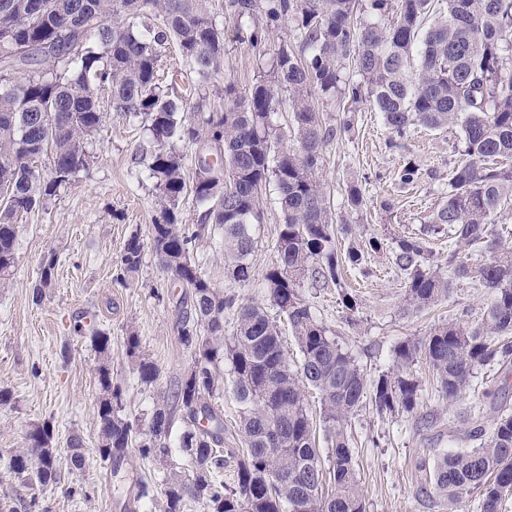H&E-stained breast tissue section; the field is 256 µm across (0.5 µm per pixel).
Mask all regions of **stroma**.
<instances>
[{"instance_id":"stroma-1","label":"stroma","mask_w":512,"mask_h":512,"mask_svg":"<svg viewBox=\"0 0 512 512\" xmlns=\"http://www.w3.org/2000/svg\"><path fill=\"white\" fill-rule=\"evenodd\" d=\"M235 35L234 24H225L226 77L208 91L218 108L224 103L225 81L247 91L260 66L258 53L236 41ZM99 97L105 123L89 141L88 168L68 189L49 199L45 210L20 219L13 280L0 288V389L12 394L10 402L0 405V498H6L15 512H26L34 497L47 512H121L116 505L117 481L94 451L99 428L94 416L98 355L90 342L93 329L110 331L112 379L123 391L125 415L140 423L149 422L157 404L170 396L190 366L178 333L179 319L187 309L183 291L171 287L152 250L144 249L132 281L122 285L116 280L130 235L139 234L144 241L151 236L157 190L148 170L151 147L145 121L111 111L108 91H101ZM351 119L350 130L326 147L322 167L333 214L354 227L351 235L339 238L338 249L363 247L374 235L383 238L384 246L367 254V276L346 268L340 287L307 286L301 293L317 320L371 380L392 368L393 350L400 341L425 336L451 319L477 321L491 294L466 281L447 300L407 311L403 276L392 262L397 240L420 232L448 191L451 171L460 161L458 127L415 126L407 137L395 141L370 105H358ZM408 161L418 166L420 178L404 186L398 171ZM353 183L361 186L366 199L358 211L345 204L346 188ZM281 222L278 207L266 204L262 222L253 227L250 282L225 275L221 231L197 241L194 257L225 295L265 303L262 283L275 260ZM50 258L56 261L54 283L38 302L32 289L42 263ZM345 291L358 298L356 314H348L341 303ZM351 316L356 319L352 325L347 322ZM131 333L160 371L154 385L141 384L135 363L125 352L124 340ZM65 345L71 350L66 359L61 356ZM412 372L423 390L420 410L434 420L430 431H417L412 415L406 413L378 414L368 401L348 422L367 512H480L476 496L452 508L446 500L422 496L419 489L430 484L443 454L469 448L464 430L472 418L492 428L483 392L487 386H500L503 373L495 364L478 367L471 387L448 403L439 396L425 362L413 365ZM44 420L54 424L58 448L75 439L86 450L82 470L63 472L60 483L47 488L24 484L4 463L11 450L21 446L29 425ZM77 485L91 490V497L67 496V488Z\"/></svg>"}]
</instances>
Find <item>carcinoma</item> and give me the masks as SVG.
Here are the masks:
<instances>
[{
	"label": "carcinoma",
	"instance_id": "cac0c4a2",
	"mask_svg": "<svg viewBox=\"0 0 512 512\" xmlns=\"http://www.w3.org/2000/svg\"><path fill=\"white\" fill-rule=\"evenodd\" d=\"M396 17L388 27L360 24L356 11ZM211 0H0V284L13 275L18 216L42 210L71 186L89 163L88 137L99 132L104 112L98 91L110 90V109L148 123L153 150L149 170L158 190V215L149 245L173 284L192 299L180 319L179 338L192 358L174 399L182 411L179 448L189 474L172 471L162 481L161 512H185L193 501L205 512H366L347 422L373 392L379 414L407 413L427 430L432 420L417 413L419 383L411 367L428 364L443 400L456 401L471 386L474 370L491 362L512 365V245L497 231L498 214L512 201V0H224V18L252 25L237 31L254 49L286 24L282 40L247 93L224 80V106L207 98L212 79L224 73V29ZM178 48L191 85L175 92L176 79H157L161 49ZM352 76L343 77L345 70ZM367 101L395 138L413 126L460 128L458 166L448 195L420 237L399 239L395 265L404 275L408 311L446 299L455 282L471 280L492 293L482 317L451 320L428 335L407 338L394 349L396 368L367 383L355 359L329 335L301 296L305 282L339 285L346 262L366 275L363 255L339 258L336 239L352 233L336 224L319 170L323 151L351 125L331 123L316 106ZM190 109L188 119L180 116ZM291 112L293 144L272 116ZM210 147L194 160L186 182L184 157L174 142ZM47 160V168L38 166ZM275 187L282 213L276 262L266 271L268 302L297 337L301 360L288 364L281 328L265 307L235 305L191 259L196 241L223 231L224 272L251 279L252 226L262 222V191ZM201 208L187 232L179 221L185 192ZM448 226V275L427 264L423 237ZM486 255L473 262L460 246ZM144 242L134 234L121 257L118 280L138 273ZM55 261L42 263L33 298L40 300L54 278ZM237 308L231 329L224 310ZM100 363L97 456L119 476L130 449L143 458L171 453L174 418L163 404L147 427L121 416L123 392L112 382V338L91 336ZM140 380L152 385L158 367L126 337ZM230 365L239 404L241 453L236 483L224 484V413L215 400L224 390L221 366ZM320 396L327 461H322L305 404V388ZM494 426L474 425L466 437L475 446L446 454L433 470L430 492L454 504L478 496L481 512H500L512 491V409L487 390ZM85 449L54 446V425L33 423L23 446L7 463L29 485L57 483L60 466L81 470Z\"/></svg>",
	"mask_w": 512,
	"mask_h": 512
}]
</instances>
